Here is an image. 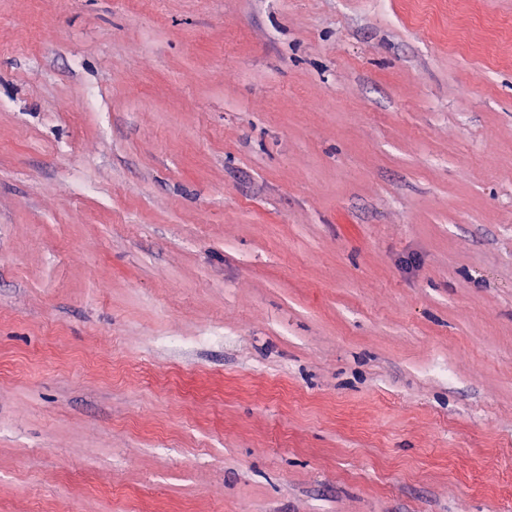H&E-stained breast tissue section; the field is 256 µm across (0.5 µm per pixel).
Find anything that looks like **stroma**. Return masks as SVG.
<instances>
[{
  "label": "stroma",
  "instance_id": "1",
  "mask_svg": "<svg viewBox=\"0 0 512 512\" xmlns=\"http://www.w3.org/2000/svg\"><path fill=\"white\" fill-rule=\"evenodd\" d=\"M0 512H512V0H0Z\"/></svg>",
  "mask_w": 512,
  "mask_h": 512
}]
</instances>
